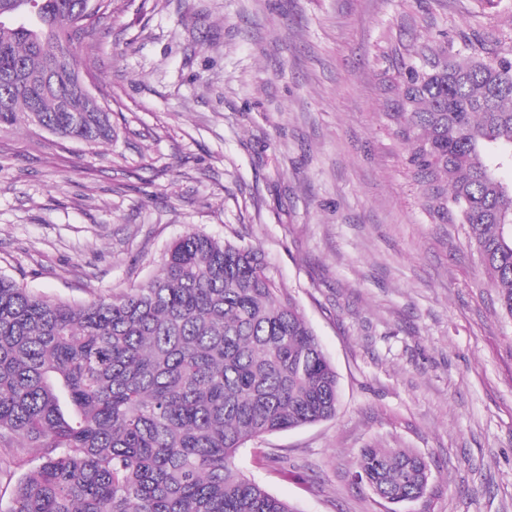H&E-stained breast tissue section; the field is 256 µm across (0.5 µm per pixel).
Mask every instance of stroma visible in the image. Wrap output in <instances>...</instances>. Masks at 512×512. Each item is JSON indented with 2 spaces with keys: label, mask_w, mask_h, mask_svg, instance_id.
<instances>
[{
  "label": "stroma",
  "mask_w": 512,
  "mask_h": 512,
  "mask_svg": "<svg viewBox=\"0 0 512 512\" xmlns=\"http://www.w3.org/2000/svg\"><path fill=\"white\" fill-rule=\"evenodd\" d=\"M512 57V0H113L79 63L111 142L0 128V274L54 299L145 284L196 228L257 248L339 380L334 418L238 468L299 512H512V318L386 119L421 41ZM411 448L389 504L360 449ZM354 476L382 500L399 504L424 496L429 464L410 448H363L354 462Z\"/></svg>",
  "instance_id": "stroma-1"
}]
</instances>
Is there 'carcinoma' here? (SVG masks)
<instances>
[{
  "label": "carcinoma",
  "instance_id": "1",
  "mask_svg": "<svg viewBox=\"0 0 512 512\" xmlns=\"http://www.w3.org/2000/svg\"><path fill=\"white\" fill-rule=\"evenodd\" d=\"M111 0H0V126L112 140L87 95L77 43ZM388 116L426 205L468 225L512 316V59H451L422 43ZM338 379L254 247L190 230L147 283L88 303L0 275V470L33 466L8 512H296L237 467L266 433L336 416ZM354 476L382 500L424 496L410 448H363Z\"/></svg>",
  "mask_w": 512,
  "mask_h": 512
}]
</instances>
